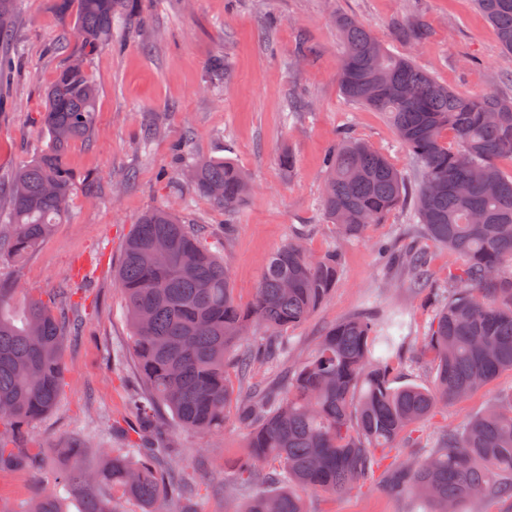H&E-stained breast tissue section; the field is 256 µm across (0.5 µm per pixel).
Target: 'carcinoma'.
Masks as SVG:
<instances>
[{
    "label": "carcinoma",
    "instance_id": "cac0c4a2",
    "mask_svg": "<svg viewBox=\"0 0 512 512\" xmlns=\"http://www.w3.org/2000/svg\"><path fill=\"white\" fill-rule=\"evenodd\" d=\"M77 3L74 29L79 59L57 69L44 91L45 144L16 169L0 199V258L21 263L36 252L65 217L75 188L67 164L71 145L90 140L98 88L84 60L112 40L113 25L136 16L133 0H57L67 14ZM512 55V0H477ZM17 0H0V49L13 31ZM342 58L337 72L348 102L388 115L400 142L416 159L419 177L409 188L385 155L344 137L328 153L322 206L348 239L412 201V216L429 235L463 257L448 270V301L437 311L425 344L436 365L431 388L392 386V355L406 338L393 315L354 316L330 327L316 356L300 364L283 387L256 388L243 399L227 383V354L259 322L271 335L234 361L250 376L258 362L285 353L278 332L304 322L336 285L339 256L311 255L290 241L264 264L252 302L235 299L224 260L213 253L169 206L144 213L127 238L117 279L131 327L130 349L144 389L134 399L139 440L115 448L100 467L83 463L84 444L69 449L72 466L56 491L19 503L13 512H120L105 489L138 501L143 512H196L189 476L175 468V450L148 446L158 411L186 429L224 427L227 408L248 430L246 450L233 465L238 486H266L244 512H306L289 488L336 495L381 471L395 497L412 494L430 512H461L468 500H512V396L438 447L383 465L386 451L441 404L460 400L505 369L512 370V96L495 91L458 92L438 82L406 54L392 51L360 22L337 18ZM415 20L407 40L428 39ZM210 85L226 79L224 57L210 63ZM451 133L453 142L445 141ZM186 180L225 212L236 211L251 185L227 159L199 158L171 177ZM396 264L413 273L410 288L433 284L424 256L400 252ZM289 288H283V283ZM66 318L39 298L19 303L16 289L0 281V421L30 424L55 408L64 376ZM22 452L0 443V472L27 465Z\"/></svg>",
    "mask_w": 512,
    "mask_h": 512
}]
</instances>
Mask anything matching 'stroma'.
<instances>
[{
  "label": "stroma",
  "mask_w": 512,
  "mask_h": 512,
  "mask_svg": "<svg viewBox=\"0 0 512 512\" xmlns=\"http://www.w3.org/2000/svg\"><path fill=\"white\" fill-rule=\"evenodd\" d=\"M362 22L394 51L414 57L437 80L459 92L503 91L512 84V57L474 0H142L135 21L117 27L112 45L87 61L99 88L91 141L76 142L68 162L77 176L66 217L39 251L24 262L0 261V279L20 296L32 295L75 323L63 342L65 378L57 407L22 431L0 423V434L21 452L36 449L30 465L0 473V512L56 489L68 462L60 451L86 442L84 462L100 465L112 449L135 438L132 404L142 387L127 348L130 334L124 294L115 277L123 245L140 215L170 205L208 243L233 225L224 263L234 296L249 304L267 257L301 238L313 255L337 250L341 266L329 298L307 321L283 333L287 356L255 364L252 376L228 378L238 396L254 385L282 384L312 357L326 331L358 313L401 311L407 337L395 359V383H431L432 363L421 354L438 306L448 296V268L457 261L411 218L393 210L357 240H343L327 221L321 196L324 157L342 135L385 154L408 181L416 165L399 143L385 113L348 103L336 79L340 38L335 20ZM427 25L426 43L399 34L401 23ZM16 43L22 56L11 75L9 103L0 109V187L40 149L43 91L80 43L54 0H18ZM224 56L230 77L218 89L207 67ZM305 107L286 109L288 98ZM294 157L293 173L281 167ZM226 158L251 177L253 189L235 212L225 213L192 191L175 196L169 181L184 159ZM131 173L120 181V173ZM413 248L435 276L431 295H416L409 276L388 250ZM512 392V370L502 371L466 398L439 407L413 434L433 446L445 431L463 427ZM247 431L234 411L223 430L184 429L160 411L155 437L177 451L195 489L197 512H241L248 495L226 489L230 464ZM308 512H424L412 498H396L380 478L332 496L306 491Z\"/></svg>",
  "instance_id": "obj_1"
}]
</instances>
